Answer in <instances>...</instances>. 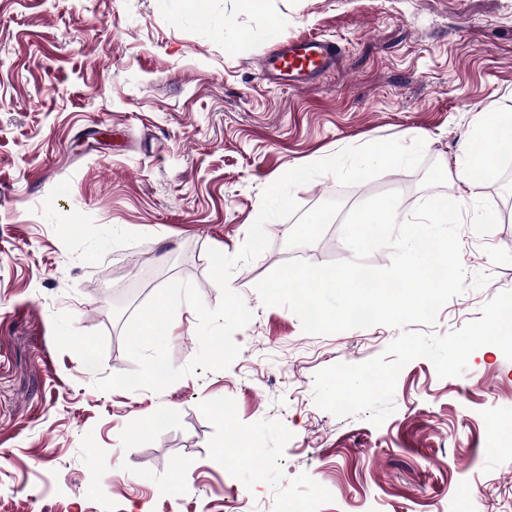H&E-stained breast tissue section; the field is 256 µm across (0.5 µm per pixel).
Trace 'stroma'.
Listing matches in <instances>:
<instances>
[{
    "mask_svg": "<svg viewBox=\"0 0 512 512\" xmlns=\"http://www.w3.org/2000/svg\"><path fill=\"white\" fill-rule=\"evenodd\" d=\"M315 36L336 69L263 79L277 39ZM490 104L512 113V0H0V512H512V344L485 337L512 304V174L499 154L479 186L458 178ZM416 138L417 170L294 189L230 279L253 318L227 369L95 388L135 369L125 324L164 284L218 305L207 251L238 253L271 181ZM388 191L403 220L458 198L462 264L488 283L400 329L308 334L263 305L277 266L352 259L343 218ZM198 322L179 307L175 367ZM233 431L260 466L217 459Z\"/></svg>",
    "mask_w": 512,
    "mask_h": 512,
    "instance_id": "obj_1",
    "label": "stroma"
}]
</instances>
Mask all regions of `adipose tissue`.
I'll use <instances>...</instances> for the list:
<instances>
[{
  "mask_svg": "<svg viewBox=\"0 0 512 512\" xmlns=\"http://www.w3.org/2000/svg\"><path fill=\"white\" fill-rule=\"evenodd\" d=\"M512 152V113L501 112L495 106L483 110L481 127L465 147L466 163L460 178L468 184L488 178L493 172L495 155Z\"/></svg>",
  "mask_w": 512,
  "mask_h": 512,
  "instance_id": "1",
  "label": "adipose tissue"
}]
</instances>
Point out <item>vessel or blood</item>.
Listing matches in <instances>:
<instances>
[{"instance_id": "b4317fda", "label": "vessel or blood", "mask_w": 512, "mask_h": 512, "mask_svg": "<svg viewBox=\"0 0 512 512\" xmlns=\"http://www.w3.org/2000/svg\"><path fill=\"white\" fill-rule=\"evenodd\" d=\"M340 58L341 48L333 42L315 37L288 41L265 59L262 74L271 83L303 88L336 67Z\"/></svg>"}]
</instances>
